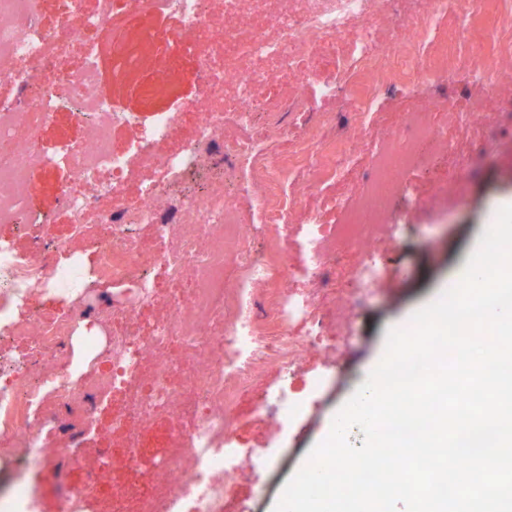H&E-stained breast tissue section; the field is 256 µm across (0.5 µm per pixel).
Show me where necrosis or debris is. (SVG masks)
<instances>
[{
    "label": "necrosis or debris",
    "instance_id": "obj_1",
    "mask_svg": "<svg viewBox=\"0 0 512 512\" xmlns=\"http://www.w3.org/2000/svg\"><path fill=\"white\" fill-rule=\"evenodd\" d=\"M52 1L59 17L48 26L42 17ZM428 4L393 16L385 0H0V74L13 91L0 98V223H45L30 204V175L64 170L59 197L75 235L107 229L97 242L98 278L130 289L112 306L122 333L85 345L83 385L61 373L33 377L74 336L75 318L37 315L24 329L29 351L7 358L14 385L0 390V442L21 449L22 468H42L52 458L34 448L35 408L48 400L94 404L101 391L96 365L108 356L113 383L133 389L119 464L139 463V430L156 415H167L183 439L157 466L152 493L138 495L137 512H258L254 503L232 501L241 475L242 450L233 438L237 401L268 367L292 370L322 348L332 325L318 288L294 287L276 249L257 251L253 226L289 230L307 274L350 273L364 288L377 284L376 264L359 257L345 266L340 254L395 241L400 226L368 195L335 234L314 213H297L284 190L287 157L257 160L255 115L277 111L288 92L297 100L311 89L335 98V83L310 82L304 63L330 55L341 37L372 70L408 73L413 62L404 45L428 37L447 9V0ZM382 19L393 29V45L380 51L372 32ZM171 20L176 29L168 28ZM186 55L201 84L197 99L174 100L143 118L116 106L118 88L135 97L162 95L170 70ZM60 112L87 125L89 137L38 146L41 128ZM187 112L196 116L194 135L163 152ZM131 127V148L114 150L113 135ZM208 153L223 173L242 181L241 190L226 191L219 182L204 194L180 195L175 217H167L166 201ZM138 168L153 175L127 206L126 180ZM136 225L149 226L164 249L151 250L133 234ZM153 265L175 280L195 271L199 286L143 336L136 313L156 295L144 273ZM83 280L77 264L24 256L0 240V343L14 333L18 306L46 287L69 291Z\"/></svg>",
    "mask_w": 512,
    "mask_h": 512
}]
</instances>
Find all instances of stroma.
<instances>
[{"label": "stroma", "mask_w": 512, "mask_h": 512, "mask_svg": "<svg viewBox=\"0 0 512 512\" xmlns=\"http://www.w3.org/2000/svg\"><path fill=\"white\" fill-rule=\"evenodd\" d=\"M465 21L470 24L469 37H456ZM511 23L512 0H483L469 17L461 0H448V10L437 17L436 28L439 38L453 36L450 51L442 52L439 38L415 43L408 49L416 65L414 76L389 80L366 73L372 112L350 111L341 95L324 100L311 92L296 111L273 116L257 113L258 126L272 122L283 130L281 138L261 141L259 155L264 159L287 153L290 139L307 130L323 131L326 146L320 159L321 174L311 176L296 159L288 166V192L309 183L316 186L313 194L300 197L299 211H313L325 224H340L352 199L371 188L378 197L386 198L402 229L392 244L373 249L383 271L375 287L360 289L349 275L337 281L347 302L339 351L322 349L311 354L286 378L278 369H271L263 381L241 395L234 422L240 447L275 449L282 453V463L289 471L299 469L310 448L328 436L338 410L382 360L388 328L407 327L417 309L456 284L489 219L500 207L512 204V66L501 58L491 34L493 26ZM440 63L446 64V74L438 80L428 76L427 67ZM479 68L498 75L494 98L487 105L482 102V88L473 85L469 77L470 71ZM424 106L432 109L437 121L448 112L468 115L470 121L459 127L452 149L419 152L403 174V192L387 196L378 179L375 154L389 143L390 131L412 138L405 116ZM344 152L349 155L347 162L334 168L335 155ZM64 179L61 172H34L31 202L48 216V223L0 224V239L11 242L24 255L32 252L39 239L68 242L62 261L76 260L92 271L97 267L96 249L89 239L74 237L60 206L59 186ZM149 273L156 297L138 310L145 336L151 335L165 316L171 296L189 298L194 288L189 280L171 281L162 266L151 267ZM125 293V288L96 279L71 295L47 288L36 296L33 306L16 309L15 318L24 326L36 314L76 313L80 327L108 336L112 333V304ZM312 367L327 371V390L319 403L291 427L270 428L263 413L267 385L284 380L291 389L307 393ZM128 403V390L114 389L97 401L88 416L73 406L56 405L53 413L43 418L37 435L38 448L56 449L53 464L23 472L18 462L0 458V488H9L17 476H24L39 497V512H59L64 492L84 487L96 475L101 483L90 499L89 512H110L111 503L122 501L125 492L136 487L149 489L153 466L170 446L172 423L166 417H153L142 428L144 455L138 466L99 468L103 450L117 455L124 448L126 435L119 417ZM241 472L233 498L257 501L260 512H272L279 492L268 489L270 475L257 468L249 456L242 460Z\"/></svg>", "instance_id": "obj_1"}]
</instances>
